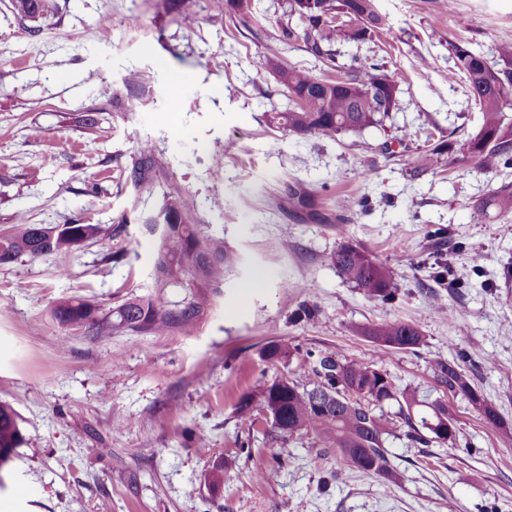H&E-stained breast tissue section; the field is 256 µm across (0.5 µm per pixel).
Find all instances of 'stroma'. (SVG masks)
<instances>
[{"mask_svg": "<svg viewBox=\"0 0 512 512\" xmlns=\"http://www.w3.org/2000/svg\"><path fill=\"white\" fill-rule=\"evenodd\" d=\"M253 3L264 23L224 0H57L35 27L0 0V230L22 218L121 229L65 263L23 256L0 266V401L26 439L0 470V497L20 493L21 512H512V287L502 277L512 217L485 206L512 167L485 172L430 152L481 125L465 83L448 79L449 43L492 56L512 41V0H455L449 10L377 0L382 34L336 49L345 62L384 64L397 106L383 126L333 140L267 123L288 99L264 57L317 76L323 66L301 47L277 53L284 0ZM132 72L139 85H128ZM146 141L157 159L150 194L122 174ZM297 182L307 201L289 195ZM167 193L238 256L198 331L92 339L53 320L60 298L107 308L149 284L153 242L136 218ZM347 243L392 269L395 302L338 274L331 258ZM121 248L126 259L111 262ZM438 260L461 287L436 284ZM395 319L416 324L425 345L376 352L357 333ZM280 339L290 360H263ZM321 353L376 360L397 385L448 401L455 442L388 437L403 475L388 491L313 437L275 439L265 424L237 420L243 393L281 376L308 382ZM438 358L458 365L497 424L437 386ZM221 460L232 467L214 491L206 478Z\"/></svg>", "mask_w": 512, "mask_h": 512, "instance_id": "1", "label": "stroma"}]
</instances>
